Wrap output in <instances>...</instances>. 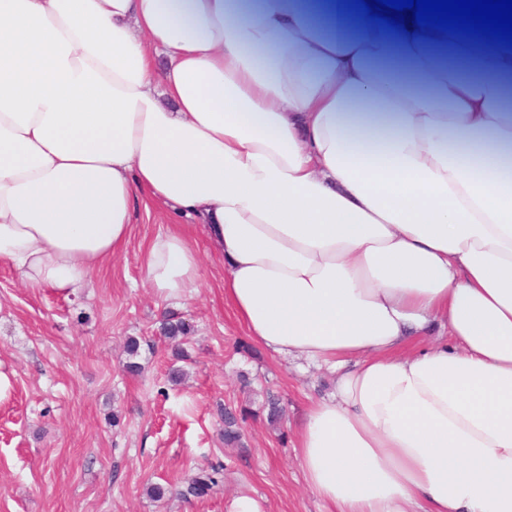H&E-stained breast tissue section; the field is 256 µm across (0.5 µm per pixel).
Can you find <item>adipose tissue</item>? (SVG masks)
Segmentation results:
<instances>
[{"mask_svg":"<svg viewBox=\"0 0 512 512\" xmlns=\"http://www.w3.org/2000/svg\"><path fill=\"white\" fill-rule=\"evenodd\" d=\"M436 38L301 0H0V261L71 293L137 197L199 217L248 335L334 376L295 427L324 512H512V114L497 54L451 71ZM391 60L451 110L383 94ZM201 265L178 224L144 256L166 301Z\"/></svg>","mask_w":512,"mask_h":512,"instance_id":"1","label":"adipose tissue"}]
</instances>
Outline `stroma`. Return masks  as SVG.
<instances>
[{
    "label": "stroma",
    "instance_id": "35a3bbf8",
    "mask_svg": "<svg viewBox=\"0 0 512 512\" xmlns=\"http://www.w3.org/2000/svg\"><path fill=\"white\" fill-rule=\"evenodd\" d=\"M171 222L166 209L137 205L126 247L73 295L31 290L0 263V512H233L244 496L260 512H322L294 425L329 396L332 375L299 372L249 338L196 219L183 224L202 256L198 292L177 304L156 296L143 254ZM167 317L190 328L186 359L165 350ZM130 337L141 344L138 374L122 370ZM175 370L186 379L172 382ZM270 393L284 405L275 424ZM221 404L247 413L239 446L224 444ZM213 466L222 480L204 498L147 492Z\"/></svg>",
    "mask_w": 512,
    "mask_h": 512
}]
</instances>
